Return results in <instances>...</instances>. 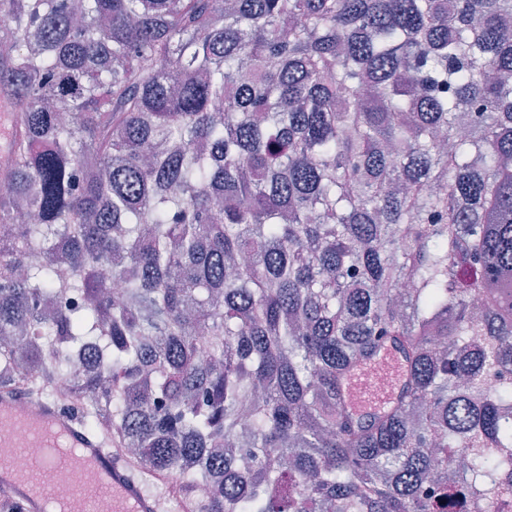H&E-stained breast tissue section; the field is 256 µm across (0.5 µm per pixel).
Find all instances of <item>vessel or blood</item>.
Masks as SVG:
<instances>
[{"mask_svg": "<svg viewBox=\"0 0 512 512\" xmlns=\"http://www.w3.org/2000/svg\"><path fill=\"white\" fill-rule=\"evenodd\" d=\"M405 380L403 356L387 345L379 360L360 370L353 391L362 404L381 406L398 398ZM24 398L19 389H0V496L22 512H43L44 500L52 495V475L63 467L74 478L63 512H92L101 494L110 498L112 512H163L161 498L145 496L140 480L106 453L101 440L76 416L49 403L41 404L35 414L25 413L21 408ZM61 431L72 439L78 455L55 457L56 435ZM33 442L40 448L35 456L27 451Z\"/></svg>", "mask_w": 512, "mask_h": 512, "instance_id": "1", "label": "vessel or blood"}]
</instances>
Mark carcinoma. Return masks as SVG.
Segmentation results:
<instances>
[{
  "instance_id": "cac0c4a2",
  "label": "carcinoma",
  "mask_w": 512,
  "mask_h": 512,
  "mask_svg": "<svg viewBox=\"0 0 512 512\" xmlns=\"http://www.w3.org/2000/svg\"><path fill=\"white\" fill-rule=\"evenodd\" d=\"M1 16L0 387L188 512H512V0ZM381 357L379 360H377ZM377 360V361H376ZM397 368V380L395 385L380 387L379 377L393 375ZM378 370V375L369 376L368 373ZM406 380V368L403 356L392 346H384L375 362L362 367L353 382V391L359 402L366 406H381L389 400L393 403L400 395Z\"/></svg>"
}]
</instances>
